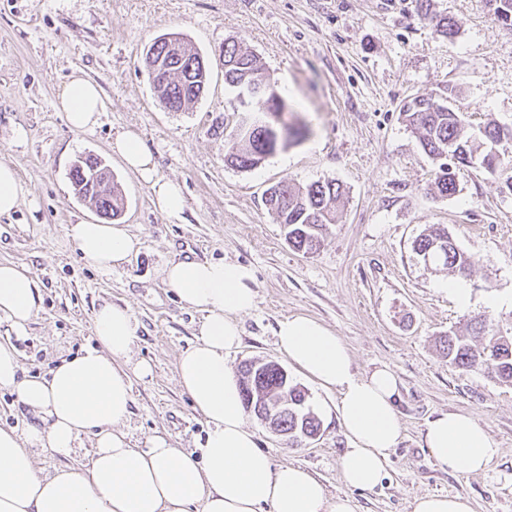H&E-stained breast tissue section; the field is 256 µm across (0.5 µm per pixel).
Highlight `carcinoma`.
Segmentation results:
<instances>
[{"label":"carcinoma","instance_id":"obj_1","mask_svg":"<svg viewBox=\"0 0 512 512\" xmlns=\"http://www.w3.org/2000/svg\"><path fill=\"white\" fill-rule=\"evenodd\" d=\"M419 18L429 21L436 33L451 39L455 23L446 15L431 10V0H415ZM494 3L493 14L502 24L512 26V0H486ZM169 34L157 36L145 52L151 87L170 112H182L198 102L208 84L209 72L190 68V59L173 52L167 42ZM224 84L238 90L241 83L256 82L264 94L256 101L265 113L280 114L287 110L278 94L275 82L266 73L252 52L235 42L224 43ZM453 89L437 99L419 95L404 104L402 115L417 134L423 151L435 160L447 155L451 168H439L433 189L441 196L456 192L454 168L476 165L493 175L504 162L497 152L484 146L512 142V127L489 123L477 134L463 131L459 114L452 108ZM307 127L285 121L262 129L249 128L234 134L233 143L224 154V161L237 169L252 170L273 154L278 143L304 136ZM69 179L75 194L89 203L98 214L116 219L121 216L125 198L112 179L103 161L93 155L81 156L72 165ZM272 195L266 205L273 210L279 223L288 228V244L304 254L318 250L328 225L334 223L336 204L343 195L342 187L334 181L314 182L305 187L279 183L271 187ZM414 251L426 263L441 265L460 276L467 275L473 266L471 258L456 244L448 229L433 226L414 241ZM448 363L464 371L484 370L499 382L512 385V332L501 329L492 320L474 318L463 326L448 331L439 338ZM288 386V405L276 409L282 387ZM240 386L245 409L256 412L262 407L273 411L276 429L295 445L303 435L312 438L320 431V421L306 406V392L293 380H284L279 367L264 364L260 373L246 367L240 370Z\"/></svg>","mask_w":512,"mask_h":512}]
</instances>
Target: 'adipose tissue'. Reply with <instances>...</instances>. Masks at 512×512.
Here are the masks:
<instances>
[{"label":"adipose tissue","instance_id":"1","mask_svg":"<svg viewBox=\"0 0 512 512\" xmlns=\"http://www.w3.org/2000/svg\"><path fill=\"white\" fill-rule=\"evenodd\" d=\"M58 107L73 128L93 130L101 90L73 75ZM111 150L149 186L161 214L181 217L180 183L158 176L137 134L116 137ZM67 236L82 260L103 272L122 266L140 247L125 228L99 222L70 225ZM164 281L186 307L202 313L194 343L177 361L179 384L208 426L200 455L160 435L141 448L130 444L123 430L133 401L129 376H148L151 368L140 362L132 372L121 370L136 326L128 307L107 302L94 317L97 347L61 360L48 376L21 377L15 349L0 342V386L14 390L35 417L22 434L0 428V512H190L194 506L200 512H355L352 499H329L304 468L274 465L245 421L239 384L224 354L241 343L239 316L256 306L252 269L222 260L175 261ZM40 302L29 271L0 262V321L22 335ZM276 336L293 365L323 389L338 391L337 419L351 443L340 458L342 478L355 489L374 488L401 437L396 377L385 368L356 375L342 339L308 316L281 320ZM84 435L94 440L87 470L37 471L34 449L65 457ZM424 443L440 462L464 474L485 471L498 454L486 428L463 413L430 420Z\"/></svg>","mask_w":512,"mask_h":512}]
</instances>
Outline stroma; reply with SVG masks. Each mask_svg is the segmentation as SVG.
Masks as SVG:
<instances>
[{"mask_svg": "<svg viewBox=\"0 0 512 512\" xmlns=\"http://www.w3.org/2000/svg\"><path fill=\"white\" fill-rule=\"evenodd\" d=\"M432 10L455 21L452 39L418 17L415 0H0V162L15 167L28 191L0 217V261L27 268L41 292L26 335L1 324L0 342L13 340L25 375H44L95 346L101 303L129 306L137 324L130 361L152 367L151 376L131 379V443L162 435L174 447L198 448L207 426L179 384L177 358L192 344L199 314L167 287L162 270L174 260L237 262L255 273L257 307L240 317L241 344L224 357L230 370L255 358L287 365L275 329L303 314L345 342L357 375L386 366L399 381L401 438L375 488L344 483L339 394L294 367L321 429L290 448L247 414L275 463L302 466L328 497L354 499L357 512H412L413 499L426 494L463 495L473 512H512V386L450 365L436 345L483 315L512 328V142L498 147L510 162L496 175L457 169L456 193L441 197L429 190L438 164L400 115L410 98L451 88L465 133L491 121L512 126V27L485 0H432ZM167 32L190 39L210 66L204 95L186 112L165 109L144 65L145 47ZM232 40L275 81L289 122L309 128L248 171L224 162L240 108L224 84L223 50ZM77 71L102 92L90 132L73 129L55 108ZM19 125L28 131L21 143L12 139ZM127 131L140 136L160 176L181 183V220L155 210L148 186L112 153L111 141ZM88 153L111 168L126 199L118 222L141 241L109 273L85 264L67 236L68 225L98 219L68 176ZM327 180L345 190L336 222L318 251L297 252L265 192ZM436 224L474 260L463 280L467 306L446 289L454 274L413 251ZM448 412L469 414L489 432L499 454L485 472L452 471L425 447L427 422Z\"/></svg>", "mask_w": 512, "mask_h": 512, "instance_id": "stroma-1", "label": "stroma"}]
</instances>
